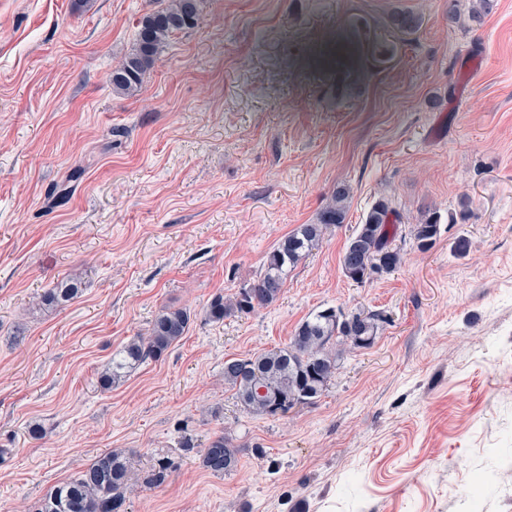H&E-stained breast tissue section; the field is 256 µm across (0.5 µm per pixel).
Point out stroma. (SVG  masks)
I'll return each mask as SVG.
<instances>
[{
    "instance_id": "obj_1",
    "label": "stroma",
    "mask_w": 512,
    "mask_h": 512,
    "mask_svg": "<svg viewBox=\"0 0 512 512\" xmlns=\"http://www.w3.org/2000/svg\"><path fill=\"white\" fill-rule=\"evenodd\" d=\"M168 3L0 0V512L111 450L127 512H512V0L478 23L472 0H203L141 90L113 91ZM400 10L420 29L395 31ZM350 39L361 61L326 66ZM340 183L344 223L279 299L210 321ZM382 197L403 261L359 285L341 256ZM463 199L470 219L419 250L411 225ZM72 277L77 298L40 304ZM169 307L186 335L102 388ZM328 307L387 321L317 403L247 413L225 360L286 347ZM222 432L241 451L216 476L199 451Z\"/></svg>"
}]
</instances>
